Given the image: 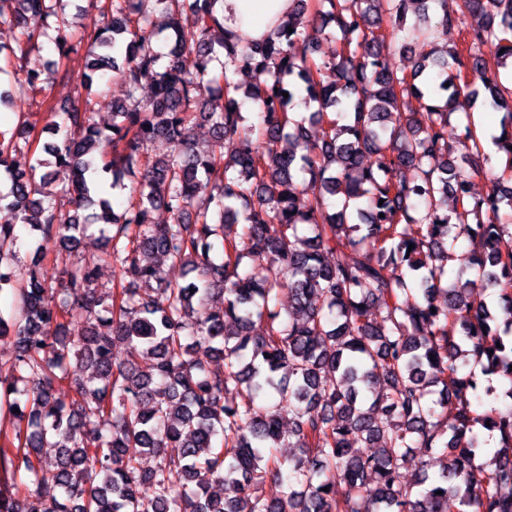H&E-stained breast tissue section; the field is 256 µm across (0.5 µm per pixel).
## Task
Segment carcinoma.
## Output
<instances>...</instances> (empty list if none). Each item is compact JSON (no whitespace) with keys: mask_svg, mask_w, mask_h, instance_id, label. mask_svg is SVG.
Masks as SVG:
<instances>
[{"mask_svg":"<svg viewBox=\"0 0 512 512\" xmlns=\"http://www.w3.org/2000/svg\"><path fill=\"white\" fill-rule=\"evenodd\" d=\"M92 4L104 25L83 36L87 72L58 122L47 91L69 71L58 62L45 75L25 61L46 39L61 58L73 50L64 0H0V26L16 32L15 83L52 117L44 131L54 137L0 131V209L14 219L0 224V292L13 282L17 221L69 254L90 223L102 225L104 256L127 279L96 288L95 264L55 277L36 259L12 289L16 310L0 313V344L12 349L0 364V512H445L450 498L462 512H512V409L492 406L497 375L512 399V92L490 72L512 59V0H458L453 14L447 0H292L272 34L243 45L224 36V0ZM418 6L422 33L457 29L466 54L452 46L398 71L384 44L412 56L400 32ZM158 30L164 52L152 44ZM337 32L336 82L326 84L315 46ZM243 71L268 79L244 88ZM108 72L128 100L109 104L102 126L94 87ZM144 80L152 96L141 103ZM460 95L505 112L500 168L469 114L467 154L448 161ZM313 104L308 118L290 117ZM201 120L213 132L205 150L191 134ZM30 136L51 159L35 157L27 172L9 155ZM155 138L171 150L147 162L141 148ZM403 168L416 177H389ZM136 173L115 210L103 175L123 190ZM477 179L492 181L488 194L472 195ZM49 185L77 194L75 209L44 204ZM158 211L171 222L154 223ZM462 234L479 243L468 259L477 280L450 282ZM348 248L363 258L325 261ZM160 257L189 280H163ZM479 285L498 291L505 327L476 300ZM215 291L224 307L204 308ZM256 318L262 335L251 333ZM53 322L63 335L44 334ZM120 341L133 355L117 363ZM74 363L90 373L73 377ZM63 386L68 402L56 396ZM231 389L239 400L228 404ZM478 425L498 434L490 471L475 464ZM49 443L56 453L41 455ZM282 446L297 453L279 456ZM410 448L439 452L438 473L423 459L403 481ZM270 476L283 487L275 500L262 493ZM45 482L59 489L49 503L29 490Z\"/></svg>","mask_w":512,"mask_h":512,"instance_id":"carcinoma-1","label":"carcinoma"}]
</instances>
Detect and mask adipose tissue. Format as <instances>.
Wrapping results in <instances>:
<instances>
[{"label": "adipose tissue", "mask_w": 512, "mask_h": 512, "mask_svg": "<svg viewBox=\"0 0 512 512\" xmlns=\"http://www.w3.org/2000/svg\"><path fill=\"white\" fill-rule=\"evenodd\" d=\"M291 7V0H224V26L248 37L267 36Z\"/></svg>", "instance_id": "obj_1"}]
</instances>
